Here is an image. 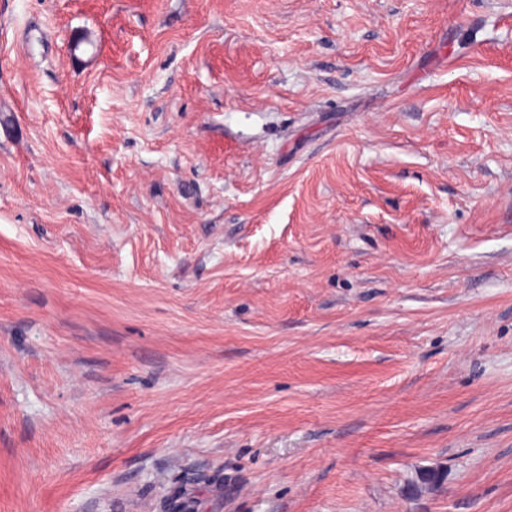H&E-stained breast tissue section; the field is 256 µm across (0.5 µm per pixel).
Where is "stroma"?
<instances>
[{
	"mask_svg": "<svg viewBox=\"0 0 512 512\" xmlns=\"http://www.w3.org/2000/svg\"><path fill=\"white\" fill-rule=\"evenodd\" d=\"M179 485L512 512V0H0V512Z\"/></svg>",
	"mask_w": 512,
	"mask_h": 512,
	"instance_id": "obj_1",
	"label": "stroma"
}]
</instances>
